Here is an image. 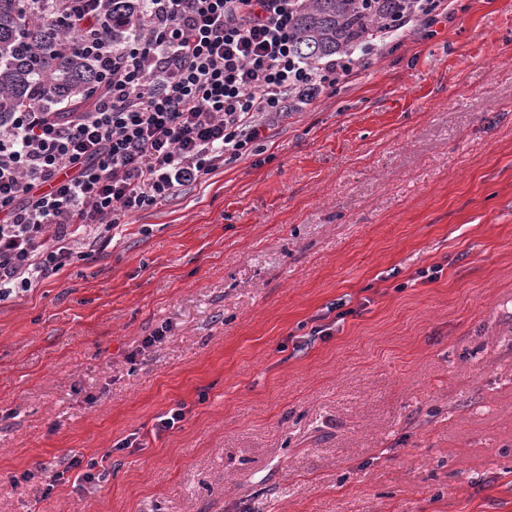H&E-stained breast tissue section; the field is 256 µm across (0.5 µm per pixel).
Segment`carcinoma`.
<instances>
[{"label":"carcinoma","mask_w":512,"mask_h":512,"mask_svg":"<svg viewBox=\"0 0 512 512\" xmlns=\"http://www.w3.org/2000/svg\"><path fill=\"white\" fill-rule=\"evenodd\" d=\"M67 0H0V114L23 102L48 112H74L93 101L100 76L88 60L83 39L72 32ZM408 0H303L294 23L295 49L307 60L331 57L360 46L392 20ZM144 0H104L87 23L122 40L121 16L139 19Z\"/></svg>","instance_id":"cac0c4a2"}]
</instances>
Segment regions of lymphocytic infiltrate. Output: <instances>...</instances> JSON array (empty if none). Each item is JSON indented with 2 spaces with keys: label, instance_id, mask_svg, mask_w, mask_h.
<instances>
[{
  "label": "lymphocytic infiltrate",
  "instance_id": "f902f5d3",
  "mask_svg": "<svg viewBox=\"0 0 512 512\" xmlns=\"http://www.w3.org/2000/svg\"><path fill=\"white\" fill-rule=\"evenodd\" d=\"M140 26L89 48L103 91L79 112L0 118V301L94 249L125 217L252 153L262 130L354 75L361 57L447 0H413L368 45L299 59L297 0H145Z\"/></svg>",
  "mask_w": 512,
  "mask_h": 512
}]
</instances>
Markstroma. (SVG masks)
<instances>
[{
  "label": "stroma",
  "instance_id": "stroma-1",
  "mask_svg": "<svg viewBox=\"0 0 512 512\" xmlns=\"http://www.w3.org/2000/svg\"><path fill=\"white\" fill-rule=\"evenodd\" d=\"M0 512H512V0L0 302Z\"/></svg>",
  "mask_w": 512,
  "mask_h": 512
}]
</instances>
